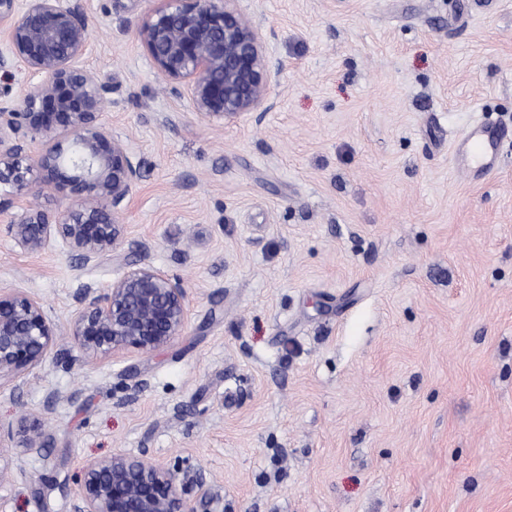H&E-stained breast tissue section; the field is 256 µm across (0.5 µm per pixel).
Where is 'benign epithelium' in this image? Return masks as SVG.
Returning a JSON list of instances; mask_svg holds the SVG:
<instances>
[{
    "label": "benign epithelium",
    "mask_w": 512,
    "mask_h": 512,
    "mask_svg": "<svg viewBox=\"0 0 512 512\" xmlns=\"http://www.w3.org/2000/svg\"><path fill=\"white\" fill-rule=\"evenodd\" d=\"M138 31L157 70L179 95L187 89L208 121L236 122L269 110L273 77L282 65L264 46L258 27L235 0H162ZM0 72L24 67L39 78L16 107L0 98V186L16 200L32 188L34 170L56 173L76 206L49 213L0 205L18 246L38 254L58 237L87 264L112 255L125 232L123 203L140 171L126 143L102 121L109 85L80 65L91 46L81 0H0ZM41 142L35 163L22 165L26 142ZM70 328L73 345L89 358L128 351L152 354L183 335L190 322L187 288L163 270L130 264L104 288H86ZM59 342L42 303L21 292H0V378L40 367ZM20 436L26 455H40L52 435L38 420L0 426V449ZM70 512H199V501L178 489L163 461L114 453L85 463Z\"/></svg>",
    "instance_id": "7a95c632"
}]
</instances>
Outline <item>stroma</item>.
<instances>
[{
  "label": "stroma",
  "mask_w": 512,
  "mask_h": 512,
  "mask_svg": "<svg viewBox=\"0 0 512 512\" xmlns=\"http://www.w3.org/2000/svg\"><path fill=\"white\" fill-rule=\"evenodd\" d=\"M103 121L140 167L113 258L0 223V289L68 332L128 264L188 290L165 349L69 342L0 382V512H68L116 452L201 471L199 512H512V0H236L283 64L271 110L211 122L138 37L159 0H83ZM492 122L485 176L456 145ZM45 489L46 499L35 492ZM20 436V445L18 447L5 446V443L14 440L13 428L8 427L5 431L0 425V457L2 448H23L26 455H41L44 448H49L52 441V435L46 431L38 420L33 419L31 422H25L19 426L18 432Z\"/></svg>",
  "instance_id": "stroma-1"
}]
</instances>
